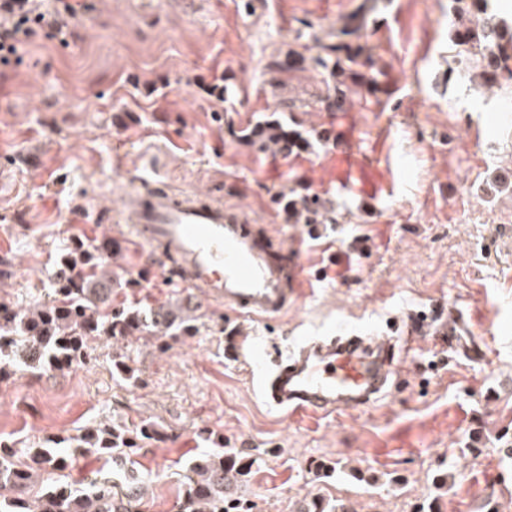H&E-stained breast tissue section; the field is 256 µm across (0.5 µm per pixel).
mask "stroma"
<instances>
[{"label":"stroma","instance_id":"35a3bbf8","mask_svg":"<svg viewBox=\"0 0 512 512\" xmlns=\"http://www.w3.org/2000/svg\"><path fill=\"white\" fill-rule=\"evenodd\" d=\"M71 2L65 40L34 37L0 65V302L51 299L62 256L109 239L113 303L189 304L197 330L162 352L100 337L72 366L11 367L0 446L23 460L102 421L154 424L136 454L141 512H177L193 458L219 447L253 455L252 512L312 496L349 512H512V80L483 86L486 59L456 44L484 13L512 33V0L461 17L451 0ZM349 21L374 86L340 98L329 71L288 58L322 54ZM270 122L304 150L261 147L253 133ZM145 184L240 206L299 247L302 299L268 323L181 289L124 222L125 193ZM310 197L321 223L287 217ZM436 306L468 314L485 357L415 337L389 397L324 418L267 406L235 355L243 337L286 355L340 325L394 336ZM119 354L130 377L112 370ZM63 475L79 491L125 484L94 455Z\"/></svg>","mask_w":512,"mask_h":512}]
</instances>
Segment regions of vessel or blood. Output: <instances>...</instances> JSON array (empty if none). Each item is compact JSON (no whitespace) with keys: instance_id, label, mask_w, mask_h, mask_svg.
Masks as SVG:
<instances>
[{"instance_id":"1","label":"vessel or blood","mask_w":512,"mask_h":512,"mask_svg":"<svg viewBox=\"0 0 512 512\" xmlns=\"http://www.w3.org/2000/svg\"><path fill=\"white\" fill-rule=\"evenodd\" d=\"M126 220L140 238L175 261L181 283L225 310L272 318L302 296L299 250L274 244L242 208L200 192L143 187L127 197ZM467 330L466 313L449 309L440 331L449 350L481 360L485 351ZM245 353L263 369L264 401L291 417H322L364 406L397 384L396 340L363 332L344 329L310 338L284 358H266L256 345Z\"/></svg>"}]
</instances>
